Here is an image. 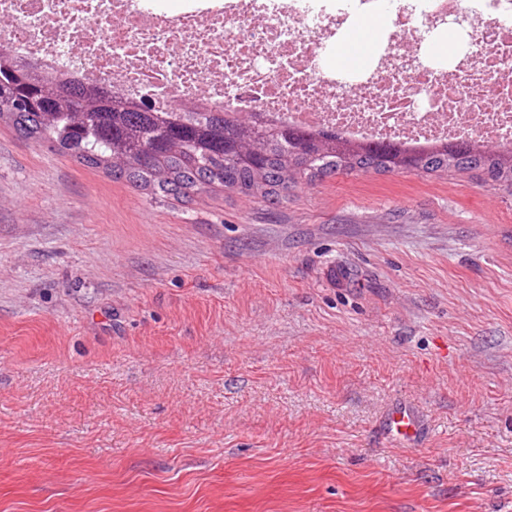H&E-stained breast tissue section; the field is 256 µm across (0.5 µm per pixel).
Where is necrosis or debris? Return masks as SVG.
<instances>
[{"instance_id":"obj_1","label":"necrosis or debris","mask_w":512,"mask_h":512,"mask_svg":"<svg viewBox=\"0 0 512 512\" xmlns=\"http://www.w3.org/2000/svg\"><path fill=\"white\" fill-rule=\"evenodd\" d=\"M377 16L371 66L331 70L345 32ZM451 26L456 50L432 59L426 45ZM0 49L160 112L221 109L408 148L512 147V0H0Z\"/></svg>"}]
</instances>
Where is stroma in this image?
<instances>
[{"mask_svg": "<svg viewBox=\"0 0 512 512\" xmlns=\"http://www.w3.org/2000/svg\"><path fill=\"white\" fill-rule=\"evenodd\" d=\"M0 512H512V189L183 202L0 121ZM386 428L394 438L407 443L414 442L420 435V418L418 413L407 405H396L385 418Z\"/></svg>", "mask_w": 512, "mask_h": 512, "instance_id": "stroma-1", "label": "stroma"}]
</instances>
